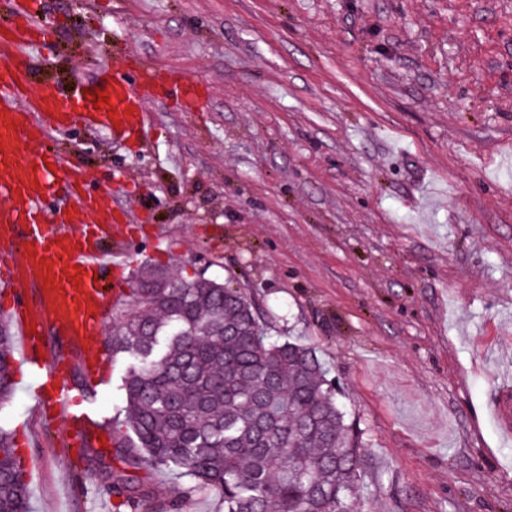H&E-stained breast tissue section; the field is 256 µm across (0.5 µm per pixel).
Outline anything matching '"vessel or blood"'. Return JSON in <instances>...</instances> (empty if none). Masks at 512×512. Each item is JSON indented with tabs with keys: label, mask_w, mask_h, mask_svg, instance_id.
<instances>
[{
	"label": "vessel or blood",
	"mask_w": 512,
	"mask_h": 512,
	"mask_svg": "<svg viewBox=\"0 0 512 512\" xmlns=\"http://www.w3.org/2000/svg\"><path fill=\"white\" fill-rule=\"evenodd\" d=\"M43 0H25L10 33L0 36V303L11 311L21 332L20 364L28 369L29 390L45 417L65 419L72 443L95 433L97 423L78 411L64 381L70 367L65 356L43 361L45 330L65 337L92 381L109 378L105 354L108 340L100 336L111 303L125 296L122 249H106L116 222L111 196L82 190L78 158L61 161L44 146L54 132L83 115L123 138L143 130L136 86H154L158 76L141 68L136 85L106 75L101 85L108 103L95 106L92 93L62 89L30 99L32 47L53 41L42 21ZM70 188L67 206L50 209L59 184ZM110 283L96 281L103 271Z\"/></svg>",
	"instance_id": "obj_1"
}]
</instances>
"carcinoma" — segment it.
<instances>
[{
    "mask_svg": "<svg viewBox=\"0 0 512 512\" xmlns=\"http://www.w3.org/2000/svg\"><path fill=\"white\" fill-rule=\"evenodd\" d=\"M165 351L154 356L160 339ZM113 345L132 356L124 384L129 443L112 493H149L129 471L165 468L187 491H222L224 512H346L365 460L312 349L268 335L240 291L147 272L131 291ZM13 340L0 318V404L13 399ZM0 512H29L14 435L0 430Z\"/></svg>",
    "mask_w": 512,
    "mask_h": 512,
    "instance_id": "1",
    "label": "carcinoma"
}]
</instances>
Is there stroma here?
<instances>
[{
  "instance_id": "obj_1",
  "label": "stroma",
  "mask_w": 512,
  "mask_h": 512,
  "mask_svg": "<svg viewBox=\"0 0 512 512\" xmlns=\"http://www.w3.org/2000/svg\"><path fill=\"white\" fill-rule=\"evenodd\" d=\"M36 90L151 66L147 135L55 133L126 216V273L244 292L270 335L315 348L364 431L353 512H512V0H48ZM202 94L189 109L168 81ZM133 358L66 379L125 427ZM0 427L37 459L30 512H113L114 444L66 443L22 370ZM151 512H224L214 488L132 473Z\"/></svg>"
}]
</instances>
